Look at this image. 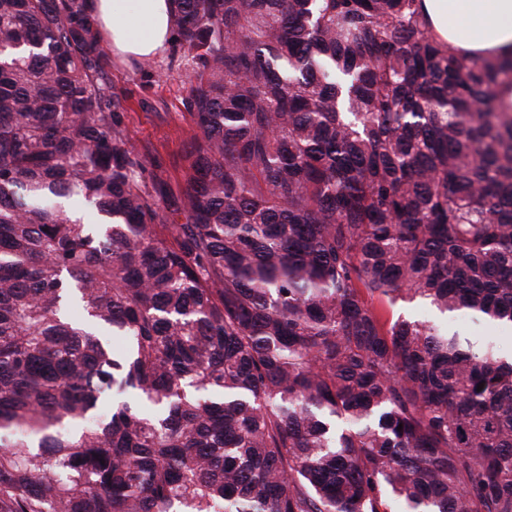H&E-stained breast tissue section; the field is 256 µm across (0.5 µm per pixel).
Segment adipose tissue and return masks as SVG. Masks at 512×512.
I'll return each mask as SVG.
<instances>
[{
    "mask_svg": "<svg viewBox=\"0 0 512 512\" xmlns=\"http://www.w3.org/2000/svg\"><path fill=\"white\" fill-rule=\"evenodd\" d=\"M172 0H90L91 15L114 55H162L172 40ZM432 37L489 61L512 57V0H422Z\"/></svg>",
    "mask_w": 512,
    "mask_h": 512,
    "instance_id": "adipose-tissue-1",
    "label": "adipose tissue"
}]
</instances>
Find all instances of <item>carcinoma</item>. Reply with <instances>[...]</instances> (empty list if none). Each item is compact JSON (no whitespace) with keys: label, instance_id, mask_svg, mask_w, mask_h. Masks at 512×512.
<instances>
[{"label":"carcinoma","instance_id":"cac0c4a2","mask_svg":"<svg viewBox=\"0 0 512 512\" xmlns=\"http://www.w3.org/2000/svg\"><path fill=\"white\" fill-rule=\"evenodd\" d=\"M418 2L173 0L175 196L88 0H0V512H512V62ZM456 327L463 331L470 339H476L481 336H509L512 328L508 326L488 327L484 324L464 319L456 324Z\"/></svg>","mask_w":512,"mask_h":512}]
</instances>
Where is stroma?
<instances>
[{"label": "stroma", "instance_id": "stroma-1", "mask_svg": "<svg viewBox=\"0 0 512 512\" xmlns=\"http://www.w3.org/2000/svg\"><path fill=\"white\" fill-rule=\"evenodd\" d=\"M105 81L126 101L128 141L148 160L157 179L172 193H180L184 185V149L191 136L190 117L184 107L186 68L171 65L165 54L150 59L144 69L138 60L114 59Z\"/></svg>", "mask_w": 512, "mask_h": 512}]
</instances>
